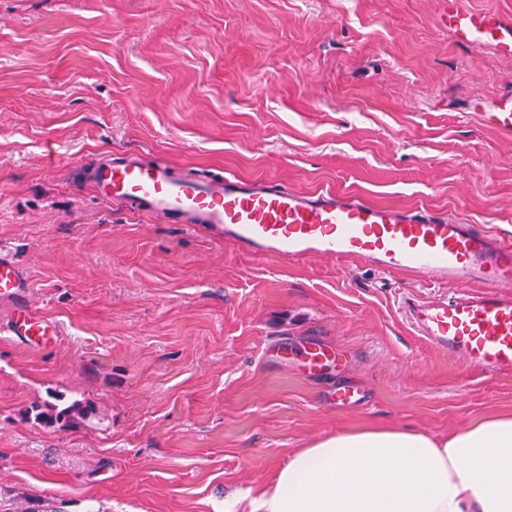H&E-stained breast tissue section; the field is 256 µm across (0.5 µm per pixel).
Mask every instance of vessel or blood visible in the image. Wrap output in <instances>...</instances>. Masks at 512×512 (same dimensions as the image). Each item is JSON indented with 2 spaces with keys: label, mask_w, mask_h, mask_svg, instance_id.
Masks as SVG:
<instances>
[{
  "label": "vessel or blood",
  "mask_w": 512,
  "mask_h": 512,
  "mask_svg": "<svg viewBox=\"0 0 512 512\" xmlns=\"http://www.w3.org/2000/svg\"><path fill=\"white\" fill-rule=\"evenodd\" d=\"M448 27L471 49L494 46L512 56V17L448 0ZM99 195L172 224H200L238 251L264 260L355 259L384 272L405 270L427 285H455L434 299L405 297L408 324L440 352L484 372L512 371V243L467 221L326 191L303 194L230 175L179 177L168 166L131 157L94 171ZM24 277L0 255V297L23 295ZM12 335L31 343L57 329L35 308L19 310ZM302 365L324 375L333 365L311 339Z\"/></svg>",
  "instance_id": "obj_1"
}]
</instances>
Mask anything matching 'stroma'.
<instances>
[{
  "instance_id": "35a3bbf8",
  "label": "stroma",
  "mask_w": 512,
  "mask_h": 512,
  "mask_svg": "<svg viewBox=\"0 0 512 512\" xmlns=\"http://www.w3.org/2000/svg\"><path fill=\"white\" fill-rule=\"evenodd\" d=\"M448 0H0V254L60 327L0 301V512H237L314 440L439 438L512 411L487 373L408 327L402 273L284 263L100 199L126 152L453 214L512 241V137L486 123L512 58L440 24ZM316 336L334 376L307 374ZM359 393L342 407L337 383ZM95 416L45 426V406ZM9 332L26 343L37 342L39 339L43 340L45 336L58 335L56 327L32 307L19 310Z\"/></svg>"
}]
</instances>
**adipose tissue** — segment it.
Wrapping results in <instances>:
<instances>
[{
  "label": "adipose tissue",
  "instance_id": "ef3b65f1",
  "mask_svg": "<svg viewBox=\"0 0 512 512\" xmlns=\"http://www.w3.org/2000/svg\"><path fill=\"white\" fill-rule=\"evenodd\" d=\"M251 512H512V414L447 438L404 426L294 451Z\"/></svg>",
  "mask_w": 512,
  "mask_h": 512
}]
</instances>
